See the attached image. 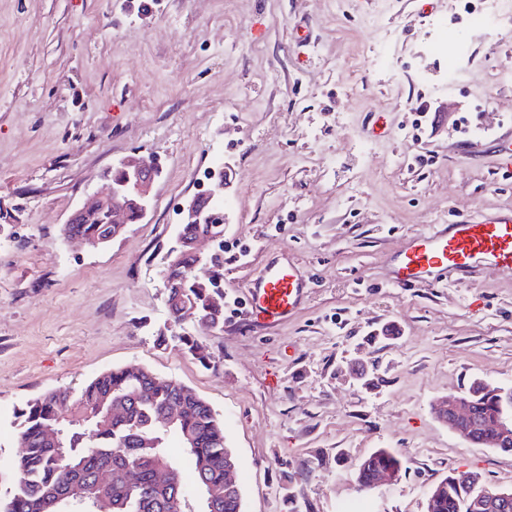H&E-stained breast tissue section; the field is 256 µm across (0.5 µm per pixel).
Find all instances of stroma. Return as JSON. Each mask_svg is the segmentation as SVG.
Here are the masks:
<instances>
[{
  "instance_id": "1",
  "label": "stroma",
  "mask_w": 512,
  "mask_h": 512,
  "mask_svg": "<svg viewBox=\"0 0 512 512\" xmlns=\"http://www.w3.org/2000/svg\"><path fill=\"white\" fill-rule=\"evenodd\" d=\"M0 0V463L15 414L53 388L146 366L224 421L244 512H426L451 470L512 490V453L463 442L433 403L512 386V272L392 287L391 259L442 220L512 207V170L464 153L462 117L512 131V30L475 35L464 0ZM469 42L456 88L428 90L435 25ZM388 136L367 138L370 113ZM158 160L151 209L109 246L62 224L130 153ZM222 160L224 327L185 319L207 363L155 336L163 269L197 170ZM282 255L312 288L288 321L250 315L247 282ZM380 448L397 482L358 492Z\"/></svg>"
}]
</instances>
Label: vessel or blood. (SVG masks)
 Here are the masks:
<instances>
[{
	"instance_id": "obj_1",
	"label": "vessel or blood",
	"mask_w": 512,
	"mask_h": 512,
	"mask_svg": "<svg viewBox=\"0 0 512 512\" xmlns=\"http://www.w3.org/2000/svg\"><path fill=\"white\" fill-rule=\"evenodd\" d=\"M512 271V210L465 215L410 236L395 255L390 283L396 288H433L449 277L465 281L481 269ZM310 283L290 259H272L246 285L250 314L274 326L302 305Z\"/></svg>"
}]
</instances>
